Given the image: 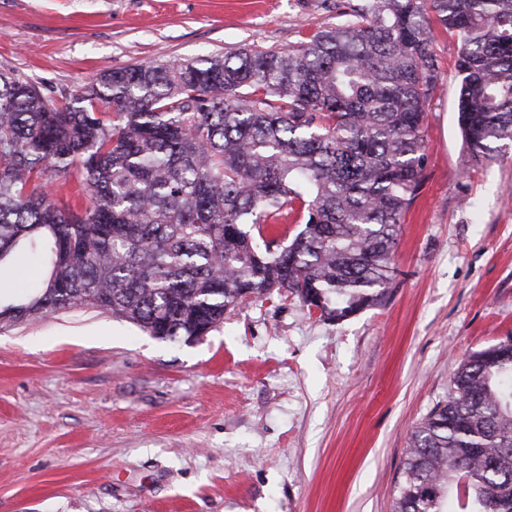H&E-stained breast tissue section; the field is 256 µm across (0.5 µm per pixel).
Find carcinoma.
<instances>
[{"mask_svg":"<svg viewBox=\"0 0 512 512\" xmlns=\"http://www.w3.org/2000/svg\"><path fill=\"white\" fill-rule=\"evenodd\" d=\"M285 49L146 62L47 97L0 71V263L47 287L0 324L91 306L171 343L274 291L342 321L385 297L421 187L439 63L478 163L512 149V0H359ZM77 183L79 202L51 187ZM302 229L291 239L274 225ZM394 512H512V336L463 359L411 431Z\"/></svg>","mask_w":512,"mask_h":512,"instance_id":"carcinoma-1","label":"carcinoma"}]
</instances>
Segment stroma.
Segmentation results:
<instances>
[{
	"label": "stroma",
	"mask_w": 512,
	"mask_h": 512,
	"mask_svg": "<svg viewBox=\"0 0 512 512\" xmlns=\"http://www.w3.org/2000/svg\"><path fill=\"white\" fill-rule=\"evenodd\" d=\"M347 0H0V70L58 99L100 72L285 49ZM386 300L339 323L288 292L173 344L81 308L0 328V512H393L412 428L512 336V156L472 161L457 38Z\"/></svg>",
	"instance_id": "obj_1"
}]
</instances>
